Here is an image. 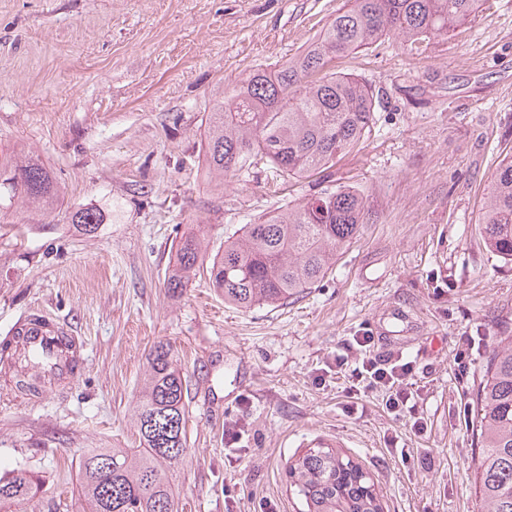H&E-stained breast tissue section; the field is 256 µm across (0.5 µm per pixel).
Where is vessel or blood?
Returning a JSON list of instances; mask_svg holds the SVG:
<instances>
[{
  "mask_svg": "<svg viewBox=\"0 0 512 512\" xmlns=\"http://www.w3.org/2000/svg\"><path fill=\"white\" fill-rule=\"evenodd\" d=\"M14 333L24 338L27 347L57 357L58 379H71L78 375L83 362L82 345L76 341L71 347L62 346L65 330L53 320L39 313L31 314L21 320Z\"/></svg>",
  "mask_w": 512,
  "mask_h": 512,
  "instance_id": "b4317fda",
  "label": "vessel or blood"
}]
</instances>
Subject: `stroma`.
Segmentation results:
<instances>
[{"mask_svg":"<svg viewBox=\"0 0 512 512\" xmlns=\"http://www.w3.org/2000/svg\"><path fill=\"white\" fill-rule=\"evenodd\" d=\"M347 0H0V151L29 150L62 196L54 221L0 223V341L44 313L82 339L78 379L32 397L0 366V475L40 481L0 512H81V455L133 448L132 414L154 344L187 378V448L169 474L181 512H301L286 466L315 437L340 442L384 512H478L471 391L512 336V262L478 231L487 186L512 157V0L412 50L383 38L340 70L370 86L360 146L318 179L207 182L216 95L300 53ZM354 186L360 234L318 286L288 305L225 304L200 277L163 282L173 242L225 235L324 188ZM104 212L91 235L69 216ZM412 361V403L355 393L338 368L354 336ZM465 347L464 364L455 351Z\"/></svg>","mask_w":512,"mask_h":512,"instance_id":"35a3bbf8","label":"stroma"}]
</instances>
